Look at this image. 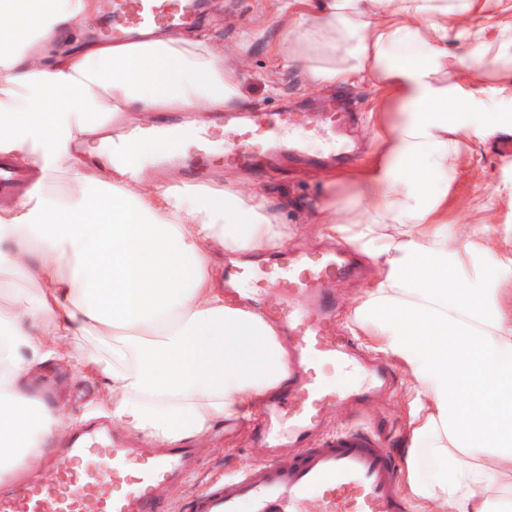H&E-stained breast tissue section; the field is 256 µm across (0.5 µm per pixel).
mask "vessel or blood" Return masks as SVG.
<instances>
[{
    "label": "vessel or blood",
    "instance_id": "b4317fda",
    "mask_svg": "<svg viewBox=\"0 0 512 512\" xmlns=\"http://www.w3.org/2000/svg\"><path fill=\"white\" fill-rule=\"evenodd\" d=\"M207 0H108L104 34L123 41L163 28L194 27ZM285 112H254L236 134L224 159L237 162L249 141L282 151L284 127L302 125ZM282 287L299 299L282 309L268 298L267 309L283 315L293 337L288 387L270 407L268 442L289 440L297 453L290 463L247 464L231 477L215 476L189 503L190 512H406L394 457L369 432L352 430L314 441L310 433L336 393L319 378L317 362L352 371L357 361L330 327L329 286L351 272L342 255L281 259L272 269ZM189 451L174 448L158 456L129 447L120 437L84 429L53 462L49 481L0 492V512H160L161 490L180 473Z\"/></svg>",
    "mask_w": 512,
    "mask_h": 512
}]
</instances>
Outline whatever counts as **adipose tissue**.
Here are the masks:
<instances>
[{
    "mask_svg": "<svg viewBox=\"0 0 512 512\" xmlns=\"http://www.w3.org/2000/svg\"><path fill=\"white\" fill-rule=\"evenodd\" d=\"M504 0H276L277 54L310 85L372 81L401 120L328 198L320 234L375 269L348 326L409 381L403 492L415 512H512V229L459 241L448 222L461 147L512 119L475 122L480 84L502 67L505 24L476 26ZM98 0H0V161L31 175L0 197V273L24 281L0 302V482L21 478L64 435L61 405L30 395L41 368L104 379L116 426L173 448L206 444L221 420H250L287 377L276 327L225 295L214 256L280 251L291 237L259 189L151 180L153 142L113 138L155 114L242 100L224 47L176 30L133 43L85 41ZM468 93L448 86V43Z\"/></svg>",
    "mask_w": 512,
    "mask_h": 512,
    "instance_id": "adipose-tissue-1",
    "label": "adipose tissue"
}]
</instances>
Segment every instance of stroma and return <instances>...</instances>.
Returning a JSON list of instances; mask_svg holds the SVG:
<instances>
[{"label":"stroma","instance_id":"stroma-1","mask_svg":"<svg viewBox=\"0 0 512 512\" xmlns=\"http://www.w3.org/2000/svg\"><path fill=\"white\" fill-rule=\"evenodd\" d=\"M210 8L218 19L208 24L205 35L233 46L243 33H254L256 39L245 60L246 78L242 86L244 103L236 106L238 116L260 110L264 112H313L326 103L346 113L344 125L323 129L306 144L308 156L303 160L288 155L274 157L268 177L261 187L269 200L270 211L279 223L289 225L292 237L288 255L317 256L333 251L334 246L318 238L313 224L314 213L327 195L325 182L336 180V195L344 197L350 191L348 174L372 154L377 134L384 125L397 121V113L378 114L379 96L367 81H354L336 87L309 86L299 69L283 68L275 54L282 28L270 0H211ZM277 75L275 90L266 87L270 75ZM209 159L206 167L194 163L177 166L184 178L201 182L223 178L228 167L224 163V115L210 113ZM497 139L471 145L456 160V174L448 197V221L466 229L476 221L500 230L512 226V207L499 201L495 187L512 184V159L499 156ZM358 272L337 281L335 323L337 335H345L343 319L370 287L373 266L364 255H356ZM321 378L337 392L339 400L326 406L317 421L318 437L332 436L350 429L378 431L387 448L397 449L403 437L407 417L408 382L402 371H395L393 381L375 389L364 404L347 399V392L363 388L362 379L324 366ZM39 383L50 387L53 400L64 403L66 414L87 427L109 430L113 424L103 415L95 414L93 405L104 395L105 381L83 377L55 367L45 368ZM260 423L242 425L223 422L213 432L208 444L194 447V463L163 495V512H181L183 503L205 487L212 477L239 469L246 460H264L258 439Z\"/></svg>","mask_w":512,"mask_h":512}]
</instances>
